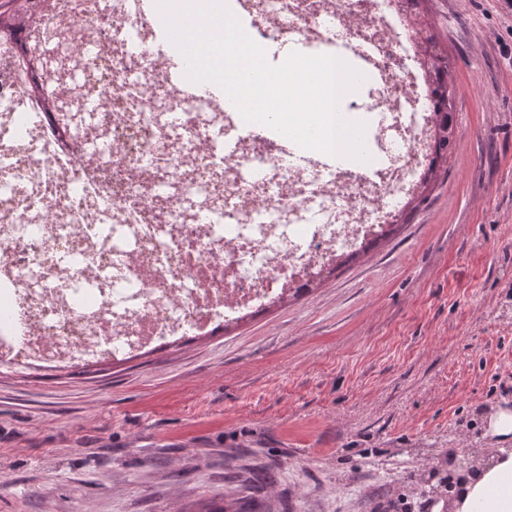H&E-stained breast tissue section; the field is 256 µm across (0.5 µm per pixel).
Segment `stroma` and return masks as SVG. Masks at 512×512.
<instances>
[{"instance_id": "obj_1", "label": "stroma", "mask_w": 512, "mask_h": 512, "mask_svg": "<svg viewBox=\"0 0 512 512\" xmlns=\"http://www.w3.org/2000/svg\"><path fill=\"white\" fill-rule=\"evenodd\" d=\"M456 146L317 288L110 365L0 367V512H448L512 407V7L424 0Z\"/></svg>"}]
</instances>
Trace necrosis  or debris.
<instances>
[{
	"instance_id": "necrosis-or-debris-1",
	"label": "necrosis or debris",
	"mask_w": 512,
	"mask_h": 512,
	"mask_svg": "<svg viewBox=\"0 0 512 512\" xmlns=\"http://www.w3.org/2000/svg\"><path fill=\"white\" fill-rule=\"evenodd\" d=\"M228 8L259 44L347 46L374 86L371 153L285 163L283 135L173 76L157 7L38 0L0 36L1 366L108 364L208 335L317 283L419 193L436 116L403 0ZM57 44L75 76L39 64Z\"/></svg>"
}]
</instances>
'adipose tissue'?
I'll return each mask as SVG.
<instances>
[{
	"mask_svg": "<svg viewBox=\"0 0 512 512\" xmlns=\"http://www.w3.org/2000/svg\"><path fill=\"white\" fill-rule=\"evenodd\" d=\"M448 512H512V451L478 459L457 481Z\"/></svg>",
	"mask_w": 512,
	"mask_h": 512,
	"instance_id": "adipose-tissue-1",
	"label": "adipose tissue"
}]
</instances>
